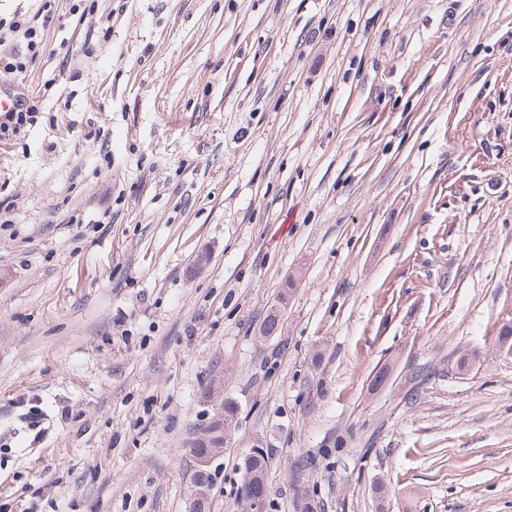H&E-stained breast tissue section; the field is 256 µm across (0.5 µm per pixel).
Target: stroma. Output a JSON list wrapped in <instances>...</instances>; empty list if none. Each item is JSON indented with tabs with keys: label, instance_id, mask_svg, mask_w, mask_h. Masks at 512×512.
<instances>
[{
	"label": "stroma",
	"instance_id": "obj_1",
	"mask_svg": "<svg viewBox=\"0 0 512 512\" xmlns=\"http://www.w3.org/2000/svg\"><path fill=\"white\" fill-rule=\"evenodd\" d=\"M16 15L0 512H188L218 385L205 512L256 446L265 512H512V0ZM7 32L0 29L1 39H6L9 34L16 41V48L10 57H2L0 54V75L1 78L11 76L15 73H21L26 69L27 63L36 61L39 57L43 45L42 39L39 38L37 29L30 26L28 22L20 19L11 20L8 25L4 24ZM18 45H20L18 48ZM23 97L15 98L16 103L13 109L0 113V130L19 129L28 120L32 118L29 116L31 110L26 106V102L22 100ZM237 408L238 406L234 400H224V415L218 416L211 422L204 438L198 441L195 448L192 449L194 457L206 448H224L231 442L234 434L228 435L231 430L235 432Z\"/></svg>",
	"mask_w": 512,
	"mask_h": 512
}]
</instances>
